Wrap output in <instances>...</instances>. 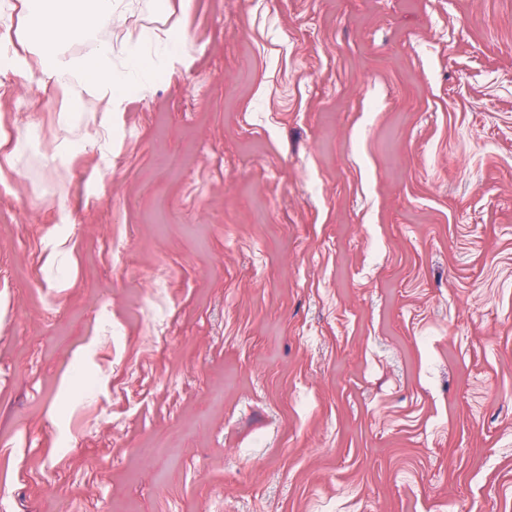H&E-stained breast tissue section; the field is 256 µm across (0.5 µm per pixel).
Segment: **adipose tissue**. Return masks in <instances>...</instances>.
Masks as SVG:
<instances>
[{"mask_svg":"<svg viewBox=\"0 0 512 512\" xmlns=\"http://www.w3.org/2000/svg\"><path fill=\"white\" fill-rule=\"evenodd\" d=\"M116 0H19L17 38L22 50L37 53L44 79L70 95V109H85V96L120 107L129 81L148 86L151 65L132 59L125 70L112 66V47L98 42L97 35L112 20ZM92 42L93 50L82 56L68 54L73 40Z\"/></svg>","mask_w":512,"mask_h":512,"instance_id":"1","label":"adipose tissue"}]
</instances>
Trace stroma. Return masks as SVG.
<instances>
[{
	"instance_id": "obj_1",
	"label": "stroma",
	"mask_w": 512,
	"mask_h": 512,
	"mask_svg": "<svg viewBox=\"0 0 512 512\" xmlns=\"http://www.w3.org/2000/svg\"><path fill=\"white\" fill-rule=\"evenodd\" d=\"M0 67V512H512V0H119ZM17 38L23 51L36 52L39 71L70 94L69 112H83V93L107 100L117 112L130 80L146 88L154 67L133 58L126 70L112 66V45L97 42V34L112 21L116 0H19ZM97 43L82 56L67 53L73 40Z\"/></svg>"
}]
</instances>
